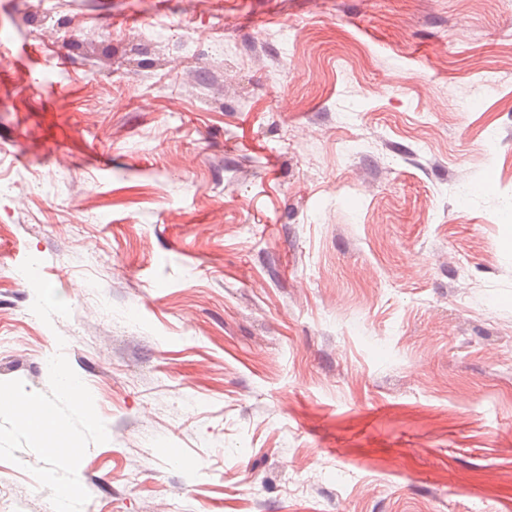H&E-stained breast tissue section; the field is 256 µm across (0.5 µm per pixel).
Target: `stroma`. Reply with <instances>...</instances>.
I'll return each mask as SVG.
<instances>
[{
    "instance_id": "35a3bbf8",
    "label": "stroma",
    "mask_w": 512,
    "mask_h": 512,
    "mask_svg": "<svg viewBox=\"0 0 512 512\" xmlns=\"http://www.w3.org/2000/svg\"><path fill=\"white\" fill-rule=\"evenodd\" d=\"M59 352L82 512H512V0H0V381Z\"/></svg>"
}]
</instances>
